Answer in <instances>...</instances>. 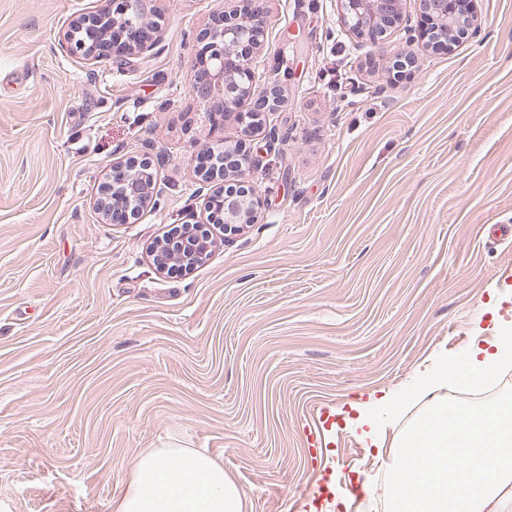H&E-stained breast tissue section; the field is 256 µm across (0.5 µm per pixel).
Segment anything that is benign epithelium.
<instances>
[{
	"label": "benign epithelium",
	"instance_id": "benign-epithelium-1",
	"mask_svg": "<svg viewBox=\"0 0 512 512\" xmlns=\"http://www.w3.org/2000/svg\"><path fill=\"white\" fill-rule=\"evenodd\" d=\"M101 7L78 13L67 29L56 34L53 47L61 55L91 72L127 55H146L161 40L160 25L149 19L152 0H98ZM341 28L366 38L376 49L387 45V34L403 17L404 0H336ZM427 27L407 28L412 42L426 39L453 52L463 42L482 41L483 21L472 9V0H418ZM266 15L257 7L245 12L218 8L212 23L196 36L204 43V61L196 68L191 95L202 106L204 121L215 127L224 113L249 99L253 108L241 113L246 136L262 124L261 116L277 108L281 81L270 72L262 80L256 71L263 51ZM160 154L139 152L112 162L99 181L93 205L105 224H134L145 211L156 207L155 166ZM259 164L246 144H218L199 162L202 182L219 188L205 202L210 220L224 225L232 236L257 222L264 206L248 180ZM210 252V238L199 222H186V231L161 241L157 264L197 266Z\"/></svg>",
	"mask_w": 512,
	"mask_h": 512
}]
</instances>
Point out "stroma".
Segmentation results:
<instances>
[{
	"label": "stroma",
	"mask_w": 512,
	"mask_h": 512,
	"mask_svg": "<svg viewBox=\"0 0 512 512\" xmlns=\"http://www.w3.org/2000/svg\"><path fill=\"white\" fill-rule=\"evenodd\" d=\"M220 0H153L152 54L91 73L52 37L91 0H0V499L12 512H113L147 448L222 461L249 512H304L324 471L337 512L368 501L387 458L353 405L409 385L440 352L512 321V0H477L488 35L452 54L406 44L394 77L341 32L336 0H263L282 103L245 137L209 127L189 92ZM277 130L278 140L265 137ZM245 141L261 163L256 224L208 259L159 272L153 245L205 221L196 155ZM164 155L158 206L135 224L93 207L113 160ZM480 319L481 331L471 322ZM336 444L317 447V407Z\"/></svg>",
	"instance_id": "35a3bbf8"
}]
</instances>
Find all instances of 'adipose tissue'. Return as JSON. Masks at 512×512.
I'll return each instance as SVG.
<instances>
[{
  "label": "adipose tissue",
  "instance_id": "adipose-tissue-1",
  "mask_svg": "<svg viewBox=\"0 0 512 512\" xmlns=\"http://www.w3.org/2000/svg\"><path fill=\"white\" fill-rule=\"evenodd\" d=\"M511 368V351L477 346L456 365L439 359L407 390L357 403L355 428L394 454L392 474L374 487L391 512H512V393L469 406L448 401L450 383H494ZM113 510L247 512V499L211 456L150 448L131 466Z\"/></svg>",
  "mask_w": 512,
  "mask_h": 512
}]
</instances>
